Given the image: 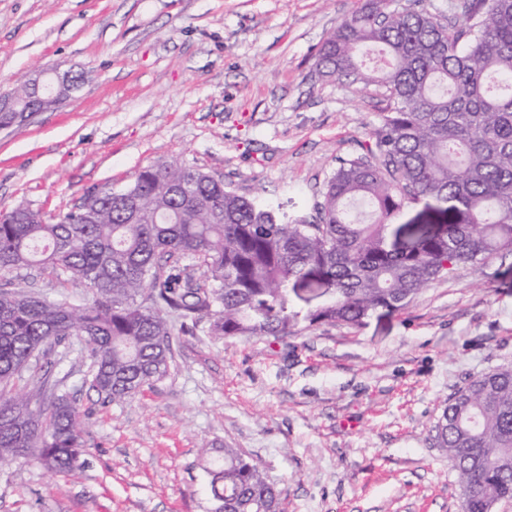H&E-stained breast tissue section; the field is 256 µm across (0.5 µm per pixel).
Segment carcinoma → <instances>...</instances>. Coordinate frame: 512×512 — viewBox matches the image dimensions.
<instances>
[{"instance_id": "1", "label": "carcinoma", "mask_w": 512, "mask_h": 512, "mask_svg": "<svg viewBox=\"0 0 512 512\" xmlns=\"http://www.w3.org/2000/svg\"><path fill=\"white\" fill-rule=\"evenodd\" d=\"M391 2L365 0L315 55L318 78L373 87L384 103L365 154L341 160L324 184L315 219L163 162L123 190L88 191L58 218L0 211L1 274L36 267L91 294L75 307L0 291V460L31 455L62 476L81 465L75 401L55 395L33 408L14 385L53 343L83 341L90 388L117 404L167 374L170 311L219 339L280 338L302 321L358 326L481 256L512 254V0H461L446 23ZM363 48L383 64L364 66ZM421 197L441 204L437 219L389 244L388 221ZM184 258L201 278L179 272ZM298 283L327 289L325 302L297 311ZM434 432L463 512L512 501V365L455 392ZM204 470L212 512H282L274 484L239 449L222 448Z\"/></svg>"}]
</instances>
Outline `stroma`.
<instances>
[{"instance_id":"obj_1","label":"stroma","mask_w":512,"mask_h":512,"mask_svg":"<svg viewBox=\"0 0 512 512\" xmlns=\"http://www.w3.org/2000/svg\"><path fill=\"white\" fill-rule=\"evenodd\" d=\"M364 0H0V94L58 65L82 76L58 108L0 129V210L62 215L88 190L130 186L163 160L312 215L339 159L380 124L374 90L316 78L315 54ZM79 306L39 270L0 290ZM173 328L170 369L102 404L70 339L18 385L88 413L83 465L0 462V512H211L206 453L240 449L283 512H461L432 427L448 398L512 364V254L458 267L402 311L362 325L217 339Z\"/></svg>"}]
</instances>
